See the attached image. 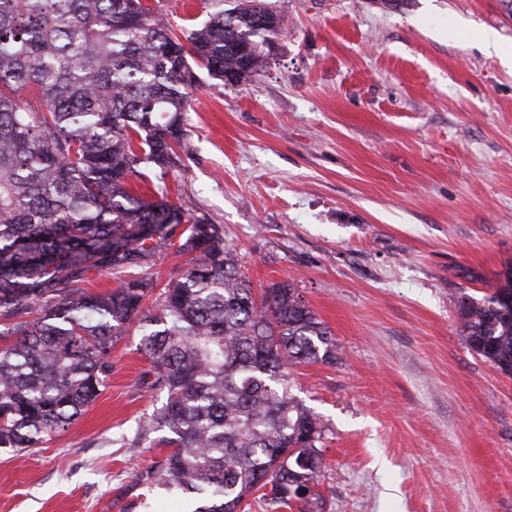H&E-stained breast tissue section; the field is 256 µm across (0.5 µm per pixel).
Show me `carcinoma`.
Masks as SVG:
<instances>
[{
  "label": "carcinoma",
  "mask_w": 512,
  "mask_h": 512,
  "mask_svg": "<svg viewBox=\"0 0 512 512\" xmlns=\"http://www.w3.org/2000/svg\"><path fill=\"white\" fill-rule=\"evenodd\" d=\"M283 24L264 0L181 36L162 0H0V447L67 431L137 326L166 402L136 440L169 431L164 485L191 497V512H246L257 493L320 512L326 428L288 371L336 363L328 328L290 282L255 289L222 225L131 187L165 180L190 153L198 70L260 74ZM171 250L189 267L146 307L148 269ZM93 270L116 287L87 291ZM459 315L467 349L512 377V267L483 298L461 297Z\"/></svg>",
  "instance_id": "obj_1"
}]
</instances>
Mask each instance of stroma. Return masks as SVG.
<instances>
[{
  "label": "stroma",
  "mask_w": 512,
  "mask_h": 512,
  "mask_svg": "<svg viewBox=\"0 0 512 512\" xmlns=\"http://www.w3.org/2000/svg\"><path fill=\"white\" fill-rule=\"evenodd\" d=\"M164 2L181 31L233 0ZM267 2L287 34L260 75L192 90L168 201L336 341L290 372L326 426L322 512H512V379L458 308L512 266V0ZM151 370L130 331L68 431L0 448V512H186L154 482L167 448L131 443L165 400Z\"/></svg>",
  "instance_id": "35a3bbf8"
}]
</instances>
